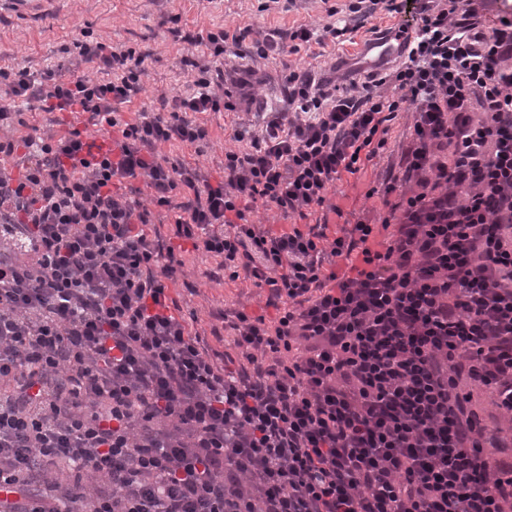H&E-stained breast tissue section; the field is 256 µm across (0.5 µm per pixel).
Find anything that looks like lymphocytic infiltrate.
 <instances>
[{
    "instance_id": "obj_1",
    "label": "lymphocytic infiltrate",
    "mask_w": 512,
    "mask_h": 512,
    "mask_svg": "<svg viewBox=\"0 0 512 512\" xmlns=\"http://www.w3.org/2000/svg\"><path fill=\"white\" fill-rule=\"evenodd\" d=\"M348 10L412 12L398 96L289 72L285 107L235 126L216 183L176 153L207 145L198 114L232 108L211 59L339 40L336 6L248 49L241 32L189 37L192 91L129 120L135 49L82 43L96 80L0 68V126L22 124L21 100L117 133L98 150L77 128L0 135V512H512V421L473 406L512 412V13L487 34L459 0ZM408 106L381 223L301 227ZM138 178L152 207L178 206L169 238L114 194ZM256 202L299 222L262 228ZM187 246L276 311L221 312V361L173 311Z\"/></svg>"
}]
</instances>
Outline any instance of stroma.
<instances>
[{"label":"stroma","instance_id":"stroma-1","mask_svg":"<svg viewBox=\"0 0 512 512\" xmlns=\"http://www.w3.org/2000/svg\"><path fill=\"white\" fill-rule=\"evenodd\" d=\"M257 6L258 0H0V68L23 63L43 70L66 61L75 64L76 75L95 79L99 76L97 68L95 64L81 62L79 43L91 39L134 48L145 54L146 60L142 93L122 107L130 118L144 108L160 110L163 101L189 89L191 75L182 59L191 55L192 48L174 39L169 18H176V26L185 32H205L217 27L234 31L247 27L255 38L271 28L288 32L302 24L320 28L328 22L322 0H303L299 9L288 13L262 15ZM408 20L405 14L394 18L378 12L362 20L349 40L342 43H313L268 60L240 58L229 53L212 59V68L224 72V89L230 98L238 96L233 79L250 76L248 92L253 103L236 112L208 114L210 142L200 154L186 149L187 160L197 165L210 181L221 180L225 151L238 147L232 138L233 124L254 122L256 112L280 106L288 70L308 71L344 86L349 71L374 70L378 55L367 51L369 40L376 33ZM20 110L28 124L43 129L51 127L62 133L76 127L95 138L112 135L110 127L90 125L81 113L61 112L52 119L25 103ZM413 122L412 111L398 113L389 124L386 152L367 162L359 173L343 174L330 189L327 198L342 209L344 220L380 222L384 211L371 190L387 174L390 153L409 135ZM184 261L172 286V295L182 314L190 317L191 333L199 335L209 351L223 353L224 324L218 319V312L240 308L256 315L266 313L268 291L254 287L245 279L212 280L210 274L216 269L213 259L190 252L185 254Z\"/></svg>","mask_w":512,"mask_h":512}]
</instances>
